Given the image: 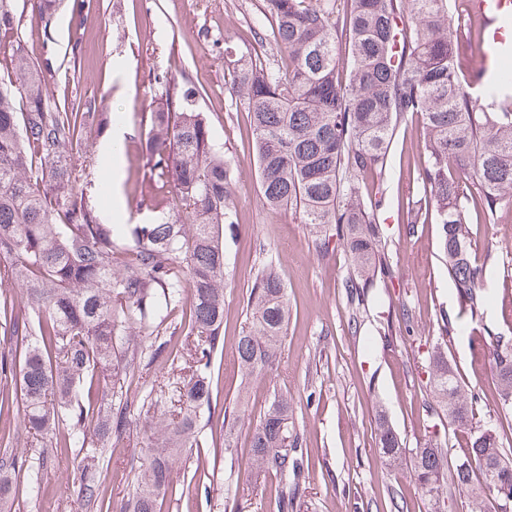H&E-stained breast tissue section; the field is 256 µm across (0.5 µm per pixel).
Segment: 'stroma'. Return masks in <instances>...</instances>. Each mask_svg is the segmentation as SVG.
I'll use <instances>...</instances> for the list:
<instances>
[{
  "mask_svg": "<svg viewBox=\"0 0 512 512\" xmlns=\"http://www.w3.org/2000/svg\"><path fill=\"white\" fill-rule=\"evenodd\" d=\"M262 0H99L84 30V51L77 84L58 72L55 94L69 92L94 99L128 132L117 162L123 171L113 226L142 221L140 202L148 193L145 140L150 114L161 103L160 77L177 75L195 90L196 105L208 116L211 131L235 159L239 222L224 232L226 284L224 327L210 355L213 405L208 422L221 434L224 411L241 415L231 455L182 451L173 479L204 466L199 485L164 499L161 512H224L227 497L244 491L238 512H277L274 483H255L249 438L272 391L293 399V420L306 448L309 471L300 512H395L389 488L402 491L405 512H427L408 473L382 463L376 447L378 417H385L406 447L432 444L460 450L448 442V419L429 415L428 350L445 343L461 383L476 394L475 421L497 415L501 405L491 373L474 369L470 335L444 342L441 313L471 323L482 335L512 338V258L505 245L512 237V211L495 224H473L476 258L485 270L491 300L478 315L461 305L444 272L441 227L435 221L408 228L409 205L425 199L417 178L421 127L405 116L394 131L382 185V220L387 268L379 274L365 306L351 305L345 280L350 259L337 242L320 248L298 211L273 212L264 203L253 161L252 130L246 107L226 85L225 45H249ZM17 14L27 45L34 52L50 46L57 59L68 50L70 0H57L51 27L18 0ZM273 264L288 291V329L278 361L267 372L243 377L235 362L237 340L247 324L246 300L254 276ZM148 435L130 421L109 460L107 485L113 503L125 498L133 469L148 456ZM16 455L39 461L41 485L20 487L13 512H83L78 500L77 449L60 448L40 457L38 445L19 439Z\"/></svg>",
  "mask_w": 512,
  "mask_h": 512,
  "instance_id": "stroma-1",
  "label": "stroma"
}]
</instances>
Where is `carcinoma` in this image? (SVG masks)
<instances>
[{
    "instance_id": "carcinoma-1",
    "label": "carcinoma",
    "mask_w": 512,
    "mask_h": 512,
    "mask_svg": "<svg viewBox=\"0 0 512 512\" xmlns=\"http://www.w3.org/2000/svg\"><path fill=\"white\" fill-rule=\"evenodd\" d=\"M44 24L56 0H26ZM93 0H72L70 63L82 54L84 20ZM256 35L276 55L224 47L232 93L251 116L252 148L270 210L295 209L315 236L348 252L345 282L362 303L385 270L378 210L370 189L386 167L395 126L421 121L419 178L441 224L445 270L475 315L488 299L476 261L468 211L494 224L512 203V110L498 103L503 86L487 89L483 107L467 89L459 62L467 28L451 23L448 0H263ZM345 46L347 55L340 53ZM60 65L47 51L30 53L15 0H0V328L11 356H0V410L18 407L0 431V512L21 484L34 489L40 468L8 451L18 438L51 448L79 447L78 498L85 512H114L102 477L112 439L128 422L120 380L134 364L150 366L179 336L195 337L192 364H163L150 388H167L179 411L155 419L146 395L139 415L152 428L149 458L135 470L119 512H160L173 492L178 453L198 446L213 390L204 362L224 326V225L237 219L231 160L217 143L192 93L165 79L162 110L150 114L147 165L156 212L119 241L81 185L90 153L89 124L111 119L96 102L49 92ZM189 309L177 321L175 311ZM248 324L237 345L245 377L273 365L288 326L287 288L273 267L252 283ZM160 342L147 352L146 339ZM481 370L498 380L504 417L512 413V341L492 337ZM430 396L448 416L460 448L451 466L440 448H406L384 418L377 423L380 458L407 468L430 512H444L443 490L466 495L470 512H486L496 485L512 484V460L500 435L503 417L475 425L474 395L459 381L441 346L428 355ZM240 416L223 422L233 453ZM257 476L279 479L278 512L299 507L303 451L293 399L277 390L250 438Z\"/></svg>"
}]
</instances>
